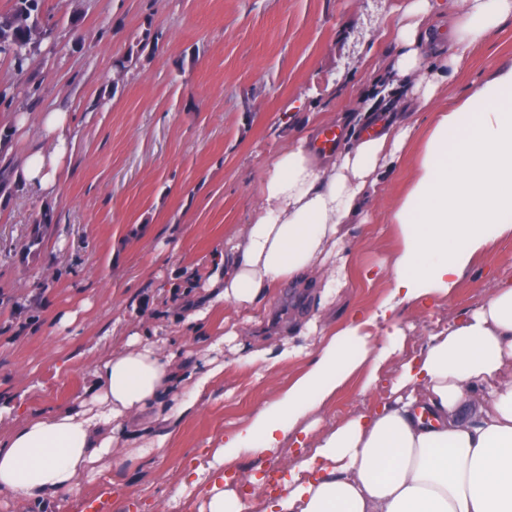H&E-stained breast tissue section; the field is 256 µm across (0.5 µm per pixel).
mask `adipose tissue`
<instances>
[{"instance_id": "1", "label": "adipose tissue", "mask_w": 512, "mask_h": 512, "mask_svg": "<svg viewBox=\"0 0 512 512\" xmlns=\"http://www.w3.org/2000/svg\"><path fill=\"white\" fill-rule=\"evenodd\" d=\"M435 10L433 0H411L408 21L396 30L401 50L380 90L384 103L366 107L357 122L348 114L333 119L347 129L344 148L323 147L318 115L269 159L244 233L214 250L204 283L174 317L201 351L224 346L225 333L211 320L223 305L246 315L273 288L314 278L324 291L335 289L336 272L323 262L376 193L378 169L413 142L408 108L437 97L473 48L512 20V0H461L447 55L427 58L419 45ZM33 119L12 113V128ZM34 120L44 144L21 157L15 179L51 197L72 150L71 118L53 109ZM392 221L400 245L387 263L385 298L331 332L275 397L212 444L204 461L185 467L170 505L193 490L203 499L199 512H512V280L429 336L402 364L386 400L324 431L289 466L277 497L259 507L242 486L224 482L245 456H279L355 375L374 383L406 342L401 331L385 329L395 310L448 298L476 257L512 235V64L436 112ZM223 376V363L211 357L189 369L177 365L143 321L130 320L121 347L94 362L73 405H24L0 392V413L22 418L0 439V492L37 506L76 496L83 478L130 437L148 441L134 450L137 458L165 448Z\"/></svg>"}]
</instances>
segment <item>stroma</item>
Here are the masks:
<instances>
[{"mask_svg":"<svg viewBox=\"0 0 512 512\" xmlns=\"http://www.w3.org/2000/svg\"><path fill=\"white\" fill-rule=\"evenodd\" d=\"M409 0H44L53 35L25 78L0 56V88L13 109L73 113L76 136L56 196L33 197L0 156V392L32 405L65 406L89 383V367L122 342L132 310L176 314L183 291L170 282L204 278L209 255L242 232L257 203L269 157L287 148L314 112H359L372 81L398 46L383 19ZM159 32L151 58L131 61L113 85L114 60L144 30ZM512 62V22L476 46L448 83L464 99L472 84ZM414 156L380 169L363 224L344 225L347 285L322 301L317 286L275 289L260 324L224 346V378L168 448L134 460L113 449L85 479L66 512H159L183 467L210 437L237 429L324 342L323 329L372 311L385 279L367 283L397 245L391 213L410 185ZM36 258L20 251L44 209ZM512 279V235L466 270L450 300L401 306L404 350L381 369L396 376L429 335L481 306L497 281ZM79 328L60 326L63 312ZM293 350L256 372L252 350ZM380 397L350 384L320 416L326 429Z\"/></svg>","mask_w":512,"mask_h":512,"instance_id":"1","label":"stroma"}]
</instances>
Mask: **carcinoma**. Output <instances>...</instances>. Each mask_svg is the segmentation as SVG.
<instances>
[{
	"instance_id": "1",
	"label": "carcinoma",
	"mask_w": 512,
	"mask_h": 512,
	"mask_svg": "<svg viewBox=\"0 0 512 512\" xmlns=\"http://www.w3.org/2000/svg\"><path fill=\"white\" fill-rule=\"evenodd\" d=\"M52 28L45 23L43 0H13L11 9L0 14V54L9 58L16 75L24 77L30 61L40 53L42 43L50 37ZM158 44V37L147 29L136 42V49L115 61L118 70L126 68L132 54H142L148 47ZM52 222V212H42L39 223L22 245L24 256L36 254L42 244L41 226Z\"/></svg>"
}]
</instances>
